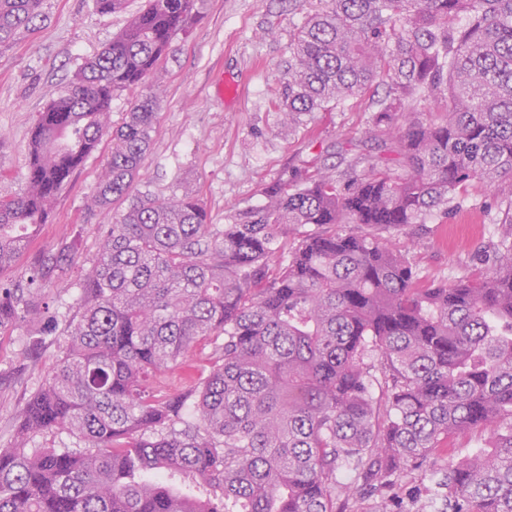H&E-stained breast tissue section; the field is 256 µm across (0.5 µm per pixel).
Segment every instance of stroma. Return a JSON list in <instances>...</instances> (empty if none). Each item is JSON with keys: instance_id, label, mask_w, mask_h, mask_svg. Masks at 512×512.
I'll use <instances>...</instances> for the list:
<instances>
[{"instance_id": "stroma-1", "label": "stroma", "mask_w": 512, "mask_h": 512, "mask_svg": "<svg viewBox=\"0 0 512 512\" xmlns=\"http://www.w3.org/2000/svg\"><path fill=\"white\" fill-rule=\"evenodd\" d=\"M144 5L145 0H126L122 10L102 16L93 0H43V19L35 29L0 49V198L25 188L28 143L39 113ZM309 10L302 0H196V19L161 59L158 79L112 96L114 125L140 99L157 102L139 192L197 196L212 223L223 224L236 211L262 204L263 187L288 165L313 161L323 150L340 159L378 154L365 135L372 117L368 103L318 112L291 128L274 107L288 83L291 46ZM111 153L112 138L103 136L59 191L50 221L29 251L0 272L1 284L24 288L42 253L65 245L75 251L73 263L51 271L39 293L55 317L52 336L42 337L43 321L29 316L0 329V448L14 446L26 402L56 368L78 311L77 284L107 224L126 208L122 201L108 213L89 207ZM463 197L450 216L429 217L425 234H396L420 283L484 273L475 254L495 240L512 180L492 188L472 183Z\"/></svg>"}]
</instances>
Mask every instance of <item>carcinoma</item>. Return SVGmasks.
Instances as JSON below:
<instances>
[{
    "mask_svg": "<svg viewBox=\"0 0 512 512\" xmlns=\"http://www.w3.org/2000/svg\"><path fill=\"white\" fill-rule=\"evenodd\" d=\"M323 2L276 107L291 127L366 98L386 155L362 170L292 166L261 205L212 224L192 195L134 187L156 106L137 103L92 199L127 209L83 278L56 370L24 407L16 445L0 448V512H347L350 491L395 512L392 479L440 461L428 499L512 512V215L477 278L420 287L389 240L459 208L475 181L512 179V0ZM41 4L0 0V48ZM194 7L147 0L40 114L26 188L0 200V271L95 151L114 92L157 75ZM436 95L444 120L421 118L417 102ZM70 258L40 257L25 294L0 289V328L47 314L42 269ZM207 345L208 373L162 393V377ZM61 429L87 450L26 452ZM470 430L486 446L452 458Z\"/></svg>",
    "mask_w": 512,
    "mask_h": 512,
    "instance_id": "cac0c4a2",
    "label": "carcinoma"
}]
</instances>
